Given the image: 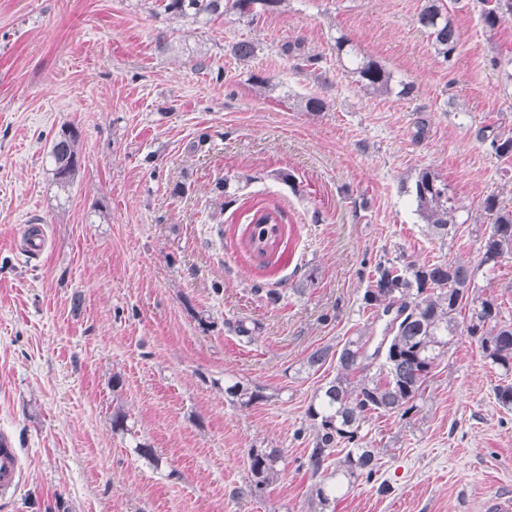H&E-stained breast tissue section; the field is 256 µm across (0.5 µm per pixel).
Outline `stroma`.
<instances>
[{"label": "stroma", "instance_id": "35a3bbf8", "mask_svg": "<svg viewBox=\"0 0 512 512\" xmlns=\"http://www.w3.org/2000/svg\"><path fill=\"white\" fill-rule=\"evenodd\" d=\"M423 4L283 0L251 26H200L163 0H0V432L21 467L0 512H314L306 410L336 364L303 363L381 336L362 307L377 262L470 263L512 322V257L491 269L478 255L484 198L512 207V157L480 136L512 137V20L490 41L477 0H446L460 37L446 60L417 23ZM341 35L412 94L365 92L336 58ZM241 38L259 46L246 63L224 51ZM295 40L320 56L317 72L281 53ZM259 71L272 86L252 81ZM312 95L324 111L305 110ZM65 125L81 166L64 191L48 143ZM422 168L457 209L448 241L416 210ZM224 179L237 192L222 205ZM260 206L286 229L264 270L240 240ZM29 226L40 251L19 245ZM272 289L287 303L270 304ZM501 374L458 336L412 413L364 424L383 466L335 512H483L487 496L512 495ZM235 383L264 401L240 405L225 392ZM118 412L126 431L112 428ZM252 448L284 456L257 496Z\"/></svg>", "mask_w": 512, "mask_h": 512}]
</instances>
